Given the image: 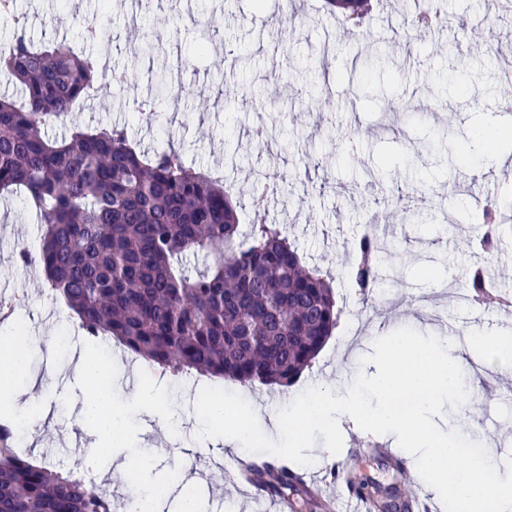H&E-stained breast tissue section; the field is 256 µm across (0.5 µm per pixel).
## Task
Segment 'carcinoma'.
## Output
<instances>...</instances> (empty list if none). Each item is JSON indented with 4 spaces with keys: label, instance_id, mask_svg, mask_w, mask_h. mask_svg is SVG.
I'll return each mask as SVG.
<instances>
[{
    "label": "carcinoma",
    "instance_id": "carcinoma-1",
    "mask_svg": "<svg viewBox=\"0 0 512 512\" xmlns=\"http://www.w3.org/2000/svg\"><path fill=\"white\" fill-rule=\"evenodd\" d=\"M0 73L26 104L0 96V191L21 188L44 224L36 262L87 335L102 336L174 373L196 371L243 384L288 387L332 336L341 310L331 280L308 267L280 224L260 219L236 246L240 224L224 184L173 149L137 151L123 127L66 121L99 89V61L62 42L32 46L17 27ZM503 214L483 209L478 240L498 243ZM352 278L363 301L382 280L389 248L373 234L353 240ZM212 259L190 277L187 255ZM473 300L499 303L482 269L463 286ZM36 463L0 442V512H112L79 477ZM262 488L304 493L302 478L262 464Z\"/></svg>",
    "mask_w": 512,
    "mask_h": 512
}]
</instances>
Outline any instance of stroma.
<instances>
[{
    "label": "stroma",
    "mask_w": 512,
    "mask_h": 512,
    "mask_svg": "<svg viewBox=\"0 0 512 512\" xmlns=\"http://www.w3.org/2000/svg\"><path fill=\"white\" fill-rule=\"evenodd\" d=\"M322 0H14L27 15V40L40 45L65 41L84 48L82 19L97 18L102 39L96 50L106 71L97 97L73 118L81 125L126 127L141 151L175 146L185 161L223 179L232 192L251 191L261 170L277 177L281 192L270 217L287 225L309 265L330 273L341 320L319 355L290 387L271 389L209 376L156 370L151 380L134 373L127 356L112 359V395L125 403L143 385L160 402L155 413L133 422L120 456L148 459L147 470L127 484H163L155 512H181L174 474L191 480L198 512H267L272 494L241 482L229 458L216 451L212 429L200 412L198 395L220 398L225 415L256 400L275 413L298 408L310 381H321L335 405L351 385L374 374L391 337L439 336L448 345L497 329L512 333V319L498 310L459 302L448 281L464 282L483 266L497 292L512 297V280L501 278L512 256V230L495 251L482 253L470 228L484 209L468 185L474 173L498 177L491 202L512 211V193L491 157L512 155V143L493 138L512 129V83L502 77L500 52L512 53V0H442L455 28L432 40L408 20L413 0H371L363 27L321 10ZM288 24H279L280 16ZM165 75L180 94L178 111L138 116L136 100L155 94V75ZM281 127L283 148L262 151L246 131L256 118ZM402 191L401 208L388 212L392 192ZM388 225L396 245L386 279L371 306L348 286L352 241L367 223ZM41 226L22 195H0V289L19 295L14 319H0V333L15 322L31 336L64 333L78 326L75 315L40 272L18 262ZM87 339L53 350L38 347L18 377L21 400L36 404L43 422L25 453L50 465L87 464L100 478L111 472L92 459L89 448L74 450L86 437L75 419L83 414L87 387L75 366ZM499 372H488L478 398V432L512 436V390ZM177 425L192 453L173 455L164 428ZM382 453L362 450L363 442ZM331 446L336 455L317 456ZM247 454L292 459L296 469L329 486L330 467L355 469L382 493L419 498L431 512H448V502L410 462L413 448L392 443L375 423L337 427L317 424L301 445L288 436L256 429Z\"/></svg>",
    "instance_id": "stroma-1"
}]
</instances>
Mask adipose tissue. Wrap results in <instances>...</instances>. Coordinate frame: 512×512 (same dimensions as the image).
Listing matches in <instances>:
<instances>
[{"mask_svg": "<svg viewBox=\"0 0 512 512\" xmlns=\"http://www.w3.org/2000/svg\"><path fill=\"white\" fill-rule=\"evenodd\" d=\"M15 344L0 352V420L24 419L28 404L15 399V370L28 346L34 345L33 337L19 332ZM462 355L452 354L440 339L430 338L412 342L409 338H396L378 375L360 382L359 387L379 396L381 406L377 417L390 430H402L407 425L418 424L425 412L438 405L439 394H459L463 387H479L478 371H471L469 379H461ZM157 398L152 391L138 389L130 396L127 407H115L110 392L101 391L86 405L87 413L100 415L101 421L93 430L95 448H118L125 440L126 427L132 410H154ZM332 407L324 388L307 392L300 418L264 415L255 406L240 413L233 424L231 435L215 431V440L225 447L238 448L254 431L256 423L266 420L276 432L303 441L311 424L329 420ZM462 446L453 438L433 439L419 467L431 487L447 498L450 512H512V481L484 482L483 475L497 465L493 447H485L478 455L466 458L464 464L452 467L448 460L460 456Z\"/></svg>", "mask_w": 512, "mask_h": 512, "instance_id": "obj_1", "label": "adipose tissue"}]
</instances>
